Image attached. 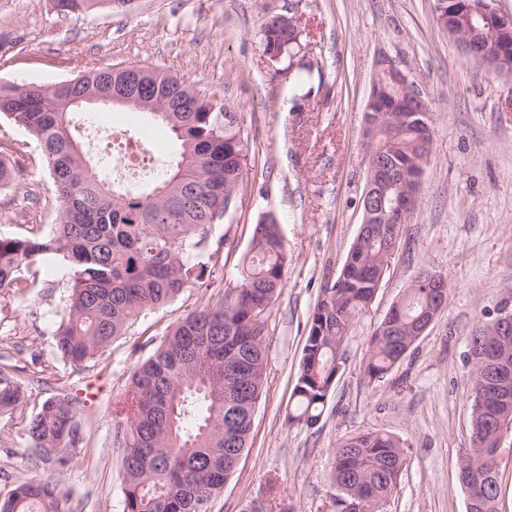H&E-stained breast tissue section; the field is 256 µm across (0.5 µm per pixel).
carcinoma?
I'll return each instance as SVG.
<instances>
[{"label":"carcinoma","mask_w":512,"mask_h":512,"mask_svg":"<svg viewBox=\"0 0 512 512\" xmlns=\"http://www.w3.org/2000/svg\"><path fill=\"white\" fill-rule=\"evenodd\" d=\"M98 4L124 9L123 0H57L66 11ZM299 48L294 23H265L263 49L281 57ZM101 67L51 87L0 86V115L22 125L39 142L42 163L56 185L61 223L48 236H0V288H24V272L55 255L72 271L65 316L54 343L58 356L81 366L104 352L145 310L173 300L210 271L204 241L214 219L224 218L225 194L237 193L248 148L234 115L211 110L193 85L158 72L145 98L170 103L148 113L180 145L162 175L118 186L105 168L93 166L75 135L69 99L92 95L112 81ZM381 139L397 164L413 167L430 152L410 127H385ZM391 245L369 231L353 242L340 278L322 291L312 315L291 395L288 420L315 425L345 362L344 338L355 318L373 302L372 282L385 275ZM288 262L274 223L256 225L250 254L235 287L216 303L193 311L170 327L163 343L130 376L113 403L118 447L123 449L124 512H209L239 458L249 447L254 412L264 387L270 305L283 287ZM414 281L395 304L386 325L368 340L364 372L384 377L413 339L421 320L446 306ZM482 313L469 347L496 359L512 358V341L486 330ZM483 393L472 400L471 430L477 432L460 469L459 482L474 512H498L497 443L501 414L496 388L473 377ZM25 388L0 369V413L23 406ZM31 446L55 456L60 468L84 435L69 399L44 400L26 420ZM406 465L398 440L382 433L351 436L336 448L329 480L336 512H380ZM60 490L50 481L19 483L0 501V512H58Z\"/></svg>","instance_id":"cac0c4a2"}]
</instances>
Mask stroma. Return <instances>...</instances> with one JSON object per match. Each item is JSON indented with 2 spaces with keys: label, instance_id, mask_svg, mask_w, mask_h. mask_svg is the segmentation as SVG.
<instances>
[{
  "label": "stroma",
  "instance_id": "1",
  "mask_svg": "<svg viewBox=\"0 0 512 512\" xmlns=\"http://www.w3.org/2000/svg\"><path fill=\"white\" fill-rule=\"evenodd\" d=\"M280 15L300 32L302 50L291 59L263 51L264 24ZM384 56L428 103L429 162L376 297L344 340L346 363L319 422L291 423L313 311L361 228L364 112ZM106 65L161 71L224 104L244 132L248 165L234 206L209 230L207 286L142 312L95 360L76 368L55 352L71 276L62 259L31 267L22 292L0 289V368L16 366L27 387L22 413L0 414V500L18 482L49 479L62 492L60 512H123L113 397L170 326L235 286L256 224L271 219L288 264L269 311L266 380L251 447L211 512H244L253 501L269 512H332L335 449L366 432L395 437L407 456L382 512H466L458 470L471 446L468 339L482 311L512 301V79L467 56L437 23L433 0H136L127 12L75 13L56 0H0V85L51 86ZM81 114L151 136L152 158L176 151L145 114L97 104ZM0 152L20 171L0 189V236L51 234L61 210L38 142L0 116ZM424 270L447 277L448 304L384 378L370 379L368 339ZM44 364L85 433L62 470L24 432L23 414L59 386L38 382Z\"/></svg>",
  "mask_w": 512,
  "mask_h": 512
}]
</instances>
